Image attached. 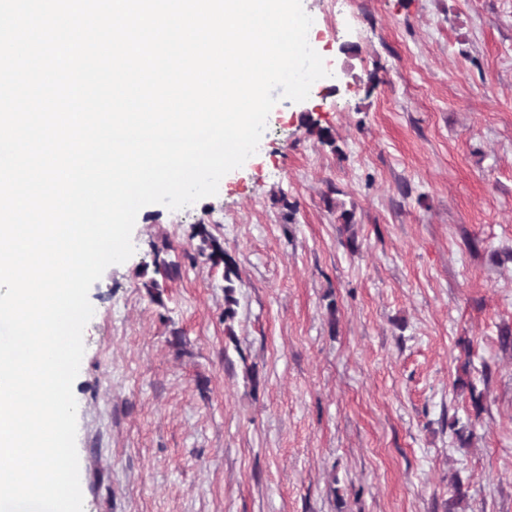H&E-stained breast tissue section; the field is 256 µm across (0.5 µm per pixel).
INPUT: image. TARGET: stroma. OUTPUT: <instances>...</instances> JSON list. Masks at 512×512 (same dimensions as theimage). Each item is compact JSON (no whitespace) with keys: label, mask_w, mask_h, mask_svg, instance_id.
<instances>
[{"label":"stroma","mask_w":512,"mask_h":512,"mask_svg":"<svg viewBox=\"0 0 512 512\" xmlns=\"http://www.w3.org/2000/svg\"><path fill=\"white\" fill-rule=\"evenodd\" d=\"M302 5L338 91L89 291L84 512H512V0ZM194 232L195 235L201 237L202 246L199 249L200 254L205 256L206 260L212 263V266L224 264V281L228 283V285L224 286V322H226L235 316V309L232 306L237 304V300L233 297L232 276L237 277L236 262L224 252V247L220 242L207 232L204 224L195 225Z\"/></svg>","instance_id":"obj_1"}]
</instances>
